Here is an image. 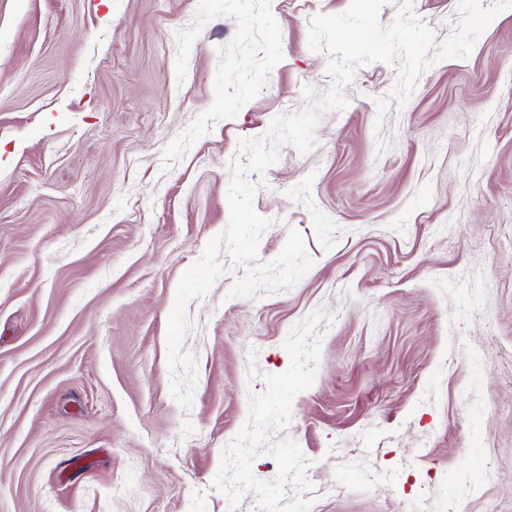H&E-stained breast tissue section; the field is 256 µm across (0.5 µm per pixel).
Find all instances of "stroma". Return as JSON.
I'll return each mask as SVG.
<instances>
[{"label": "stroma", "instance_id": "35a3bbf8", "mask_svg": "<svg viewBox=\"0 0 512 512\" xmlns=\"http://www.w3.org/2000/svg\"><path fill=\"white\" fill-rule=\"evenodd\" d=\"M349 4L0 0V512H512V8L385 116L395 68L359 66L247 173L256 264L294 229L313 266L232 298L221 250L171 394L238 142L336 87L309 25Z\"/></svg>", "mask_w": 512, "mask_h": 512}]
</instances>
